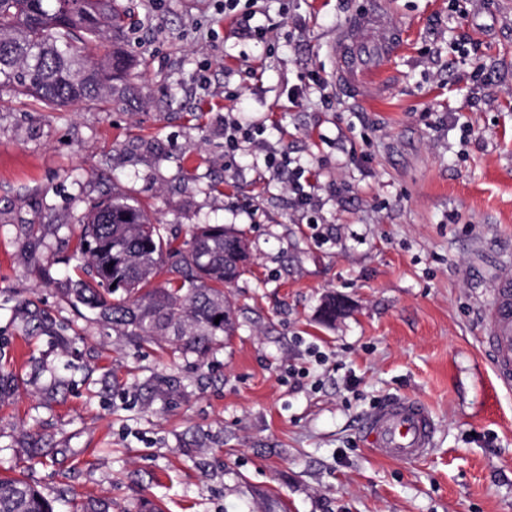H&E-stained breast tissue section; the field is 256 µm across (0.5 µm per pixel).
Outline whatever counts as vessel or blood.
<instances>
[{"instance_id": "b4317fda", "label": "vessel or blood", "mask_w": 512, "mask_h": 512, "mask_svg": "<svg viewBox=\"0 0 512 512\" xmlns=\"http://www.w3.org/2000/svg\"><path fill=\"white\" fill-rule=\"evenodd\" d=\"M384 16L377 6H370L344 25L336 43V79L352 94L364 90L365 59L376 54L388 61L402 46L398 32L383 30ZM381 28L382 34L375 49L357 38L362 29ZM483 320L491 326L489 336L482 341L484 358L496 380L512 387V270L497 278L488 297L479 305ZM361 429L371 452L382 459L416 462L433 449L436 422L429 408L414 399L395 398L385 402L366 416Z\"/></svg>"}]
</instances>
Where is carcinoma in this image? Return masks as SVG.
Segmentation results:
<instances>
[{
  "instance_id": "cac0c4a2",
  "label": "carcinoma",
  "mask_w": 512,
  "mask_h": 512,
  "mask_svg": "<svg viewBox=\"0 0 512 512\" xmlns=\"http://www.w3.org/2000/svg\"><path fill=\"white\" fill-rule=\"evenodd\" d=\"M70 2L62 8L59 0H0V85L46 105L128 101L123 81L134 60L105 40L135 29L137 21L115 0ZM92 41L102 48L95 60L85 51ZM75 253L87 277L77 279L67 296L116 335L205 361L235 334L224 287L249 266L243 234L197 224L179 243L144 209L112 197L94 206ZM165 254L174 258L169 278L154 287ZM54 503L29 478L0 476V512H55Z\"/></svg>"
}]
</instances>
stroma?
<instances>
[{"label":"stroma","mask_w":512,"mask_h":512,"mask_svg":"<svg viewBox=\"0 0 512 512\" xmlns=\"http://www.w3.org/2000/svg\"><path fill=\"white\" fill-rule=\"evenodd\" d=\"M368 2L253 0L258 40L224 0H118L140 22L126 105L0 88V474L112 512H512V391L477 314L512 261V0H379L404 47L357 97L333 50ZM228 117L265 128L229 163ZM269 153L311 169L315 209ZM112 195L248 239L237 331L206 362L70 303L76 240ZM331 296L348 312L326 323ZM395 397L435 417L423 460L368 450L363 419Z\"/></svg>","instance_id":"35a3bbf8"}]
</instances>
